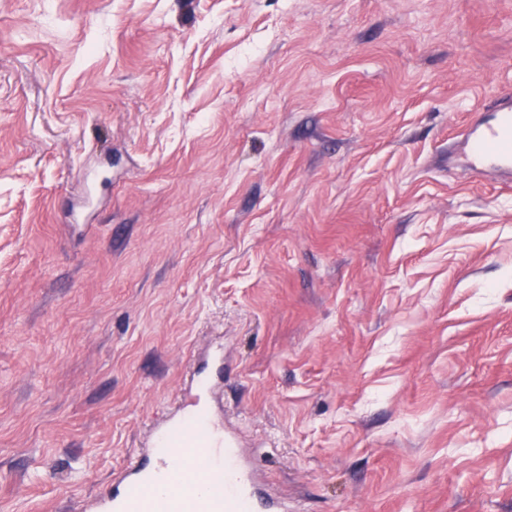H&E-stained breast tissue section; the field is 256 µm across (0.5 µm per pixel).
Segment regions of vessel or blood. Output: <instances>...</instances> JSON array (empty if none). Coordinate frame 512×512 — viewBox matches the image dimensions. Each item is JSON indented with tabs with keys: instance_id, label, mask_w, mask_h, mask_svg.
I'll return each mask as SVG.
<instances>
[{
	"instance_id": "b4317fda",
	"label": "vessel or blood",
	"mask_w": 512,
	"mask_h": 512,
	"mask_svg": "<svg viewBox=\"0 0 512 512\" xmlns=\"http://www.w3.org/2000/svg\"><path fill=\"white\" fill-rule=\"evenodd\" d=\"M468 159L512 178V94L499 97L465 133ZM224 353L212 349L184 381L207 405H177L150 428L143 448L83 512H288L286 503L255 490L258 466L236 432L217 426Z\"/></svg>"
}]
</instances>
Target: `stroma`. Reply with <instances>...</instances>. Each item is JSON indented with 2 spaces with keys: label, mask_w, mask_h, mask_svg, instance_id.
Listing matches in <instances>:
<instances>
[{
  "label": "stroma",
  "mask_w": 512,
  "mask_h": 512,
  "mask_svg": "<svg viewBox=\"0 0 512 512\" xmlns=\"http://www.w3.org/2000/svg\"><path fill=\"white\" fill-rule=\"evenodd\" d=\"M512 0H0V512H79L224 347L295 512H512ZM481 112L485 114L465 133L468 159L476 168H490L512 179V94L497 98Z\"/></svg>",
  "instance_id": "stroma-1"
}]
</instances>
